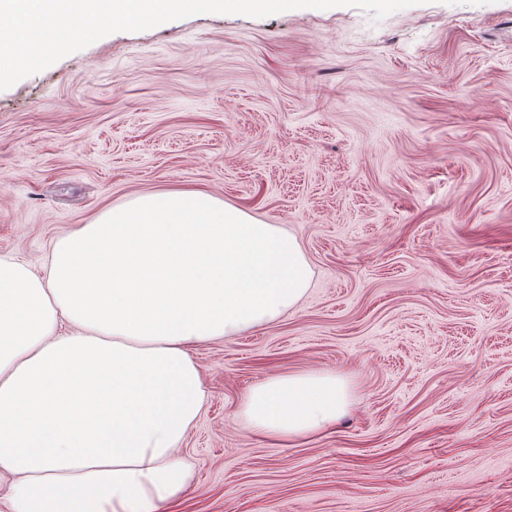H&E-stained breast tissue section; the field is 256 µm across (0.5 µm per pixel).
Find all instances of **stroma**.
Wrapping results in <instances>:
<instances>
[{
  "label": "stroma",
  "mask_w": 512,
  "mask_h": 512,
  "mask_svg": "<svg viewBox=\"0 0 512 512\" xmlns=\"http://www.w3.org/2000/svg\"><path fill=\"white\" fill-rule=\"evenodd\" d=\"M299 241L304 297L194 344L175 512H512V0L197 14L0 91V256L156 190ZM342 377L336 423L245 429L251 386Z\"/></svg>",
  "instance_id": "35a3bbf8"
}]
</instances>
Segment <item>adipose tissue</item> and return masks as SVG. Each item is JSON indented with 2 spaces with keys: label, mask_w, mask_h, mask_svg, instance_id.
I'll use <instances>...</instances> for the list:
<instances>
[{
  "label": "adipose tissue",
  "mask_w": 512,
  "mask_h": 512,
  "mask_svg": "<svg viewBox=\"0 0 512 512\" xmlns=\"http://www.w3.org/2000/svg\"><path fill=\"white\" fill-rule=\"evenodd\" d=\"M311 275L292 234L201 189L105 210L43 272L0 257V512H173L208 400L190 346L278 318ZM347 397L330 374L274 376L240 422L303 437Z\"/></svg>",
  "instance_id": "ef3b65f1"
}]
</instances>
